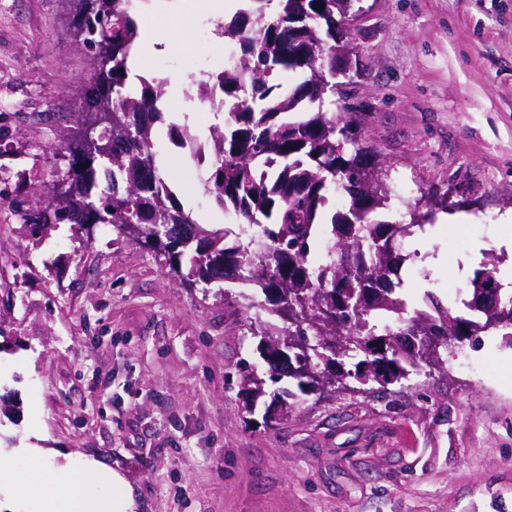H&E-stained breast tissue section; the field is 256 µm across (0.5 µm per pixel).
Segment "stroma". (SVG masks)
Instances as JSON below:
<instances>
[{
  "instance_id": "stroma-1",
  "label": "stroma",
  "mask_w": 512,
  "mask_h": 512,
  "mask_svg": "<svg viewBox=\"0 0 512 512\" xmlns=\"http://www.w3.org/2000/svg\"><path fill=\"white\" fill-rule=\"evenodd\" d=\"M163 7L145 5L154 49L139 72L223 70L231 13L169 25ZM345 27V90L384 162L386 219L426 211L433 187L463 204L417 243L404 299L454 302L474 243L511 276L512 0H354ZM93 68L68 0H0V455L97 460L125 477L135 512H512V346L499 332L409 386L350 378L270 425L272 394L247 409L239 370L258 362V339L236 292L180 285L111 227L44 224L67 169L52 147ZM187 93L167 86L164 109L207 137L215 119ZM163 166L198 223L231 227L203 193L207 168L172 147ZM21 197L27 222L10 206Z\"/></svg>"
}]
</instances>
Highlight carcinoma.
<instances>
[{
    "mask_svg": "<svg viewBox=\"0 0 512 512\" xmlns=\"http://www.w3.org/2000/svg\"><path fill=\"white\" fill-rule=\"evenodd\" d=\"M139 0H72L71 24L82 49L94 61V90L85 105L112 115V140L99 142L93 153L68 141L66 174L77 179L75 193L50 200L45 222L73 224L84 230L110 224L122 235L127 225L141 224L159 242L157 252L179 277L203 292L224 295L240 289L244 308L253 313V335L310 339L314 370L324 368L320 337L344 344L336 352L363 365H380L385 384L408 381L427 365L441 367V351L455 347L457 337L479 342L481 333L499 329L512 346V289L497 277L496 267L476 272L460 300L464 311L426 294L425 308H408L395 296L401 270L412 255L406 242L448 209L444 199L413 216L410 224L376 218L387 206L379 190L381 161L358 136L360 120L351 112H313L306 118L303 101L315 104L336 90V43L350 0H278L272 17L263 9L242 10L224 26L234 52L233 65L196 83L197 97L208 102L222 94V122L210 129L212 145L205 193L224 212L235 215L237 231L198 223L185 209L161 166L154 122L165 82L130 75L128 61L139 39L134 16ZM324 6L321 11L315 10ZM171 144L196 158L198 137L172 123ZM344 192L350 205L324 222L328 197ZM234 236L227 241L228 236ZM494 283L495 306L482 309L477 294ZM273 288L288 292L284 315ZM272 313L279 322L262 318ZM243 379L255 394L288 378L292 386L277 393L297 400L309 395L303 381L278 368L245 364Z\"/></svg>",
    "mask_w": 512,
    "mask_h": 512,
    "instance_id": "1",
    "label": "carcinoma"
}]
</instances>
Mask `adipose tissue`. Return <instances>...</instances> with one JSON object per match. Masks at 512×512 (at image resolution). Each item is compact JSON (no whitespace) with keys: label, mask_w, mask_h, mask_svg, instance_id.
I'll list each match as a JSON object with an SVG mask.
<instances>
[{"label":"adipose tissue","mask_w":512,"mask_h":512,"mask_svg":"<svg viewBox=\"0 0 512 512\" xmlns=\"http://www.w3.org/2000/svg\"><path fill=\"white\" fill-rule=\"evenodd\" d=\"M27 455L31 463L24 469L12 459L0 457V485L33 486L35 512H131L133 501L129 496L117 499L112 495L113 488L123 484L119 474H112L108 484L92 493L88 478L98 470L97 462L86 460L77 467H61L42 449H28Z\"/></svg>","instance_id":"adipose-tissue-1"}]
</instances>
